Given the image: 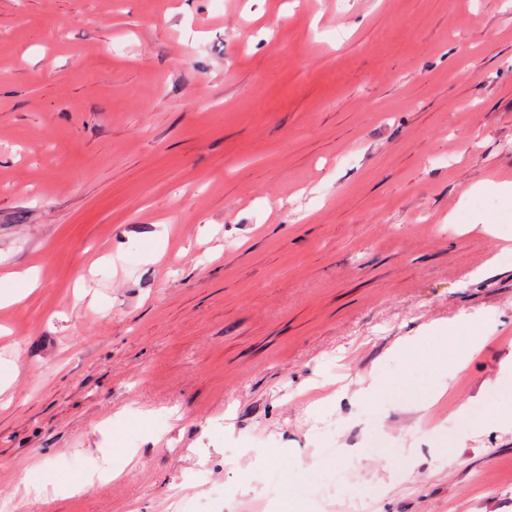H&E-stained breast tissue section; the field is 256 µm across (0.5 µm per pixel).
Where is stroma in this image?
<instances>
[{
	"label": "stroma",
	"mask_w": 512,
	"mask_h": 512,
	"mask_svg": "<svg viewBox=\"0 0 512 512\" xmlns=\"http://www.w3.org/2000/svg\"><path fill=\"white\" fill-rule=\"evenodd\" d=\"M483 181L512 183L505 0H0V296L37 280L0 306V502L512 512ZM500 399H509L511 407L508 405L497 406L491 412L488 426L491 428H511L512 429V386L503 385L500 388Z\"/></svg>",
	"instance_id": "stroma-1"
}]
</instances>
